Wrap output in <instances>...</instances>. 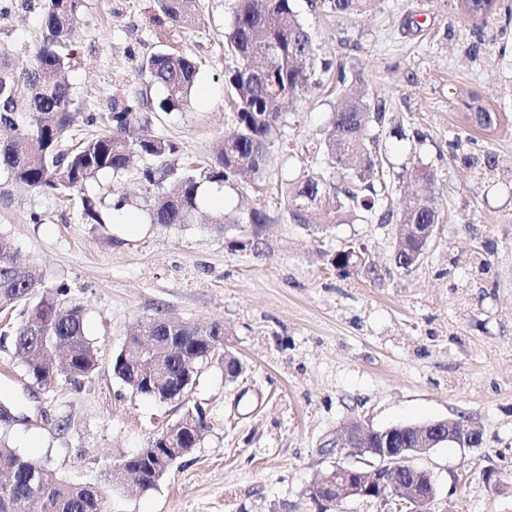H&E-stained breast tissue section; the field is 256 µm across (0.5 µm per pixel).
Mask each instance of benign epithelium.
<instances>
[{"label": "benign epithelium", "instance_id": "7a95c632", "mask_svg": "<svg viewBox=\"0 0 512 512\" xmlns=\"http://www.w3.org/2000/svg\"><path fill=\"white\" fill-rule=\"evenodd\" d=\"M372 428L353 418L341 430V436L324 444L321 451L340 460L335 479L312 484L308 498L328 491L321 498V512H338L351 498L371 496L388 508V512H430L435 491L420 493L418 481L427 470L416 460L448 442L461 448H478L480 431L453 419H443L415 428V445L411 448H361L360 442Z\"/></svg>", "mask_w": 512, "mask_h": 512}]
</instances>
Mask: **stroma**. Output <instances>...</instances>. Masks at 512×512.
<instances>
[{
	"label": "stroma",
	"instance_id": "35a3bbf8",
	"mask_svg": "<svg viewBox=\"0 0 512 512\" xmlns=\"http://www.w3.org/2000/svg\"><path fill=\"white\" fill-rule=\"evenodd\" d=\"M16 2L0 0V50L25 67L40 13ZM231 4L192 0L200 23L182 30L170 27L157 0H86L78 62L65 73L84 117L68 145L108 130L113 102L140 90L148 104L139 124L175 146L169 164L182 172L187 162L210 160L232 127L224 81ZM295 6L316 62L344 64L385 104L379 133L392 207L402 209L414 191L416 168L436 176L443 222L420 264L395 268L394 225L358 220L316 239L283 218L287 183L331 171L319 147L336 103L329 87L284 105L263 181L223 185L224 213L238 215L246 193L274 217L260 253L229 249L206 205L189 224L150 223L142 159L123 176L102 173L87 185L100 198L130 197L140 228L125 233L111 210L91 224L79 200L10 187L1 174L0 233L46 286L64 287L66 304L83 308L99 365L79 383L44 391L1 338L0 395L16 399L18 419L0 426V436L63 479L99 487L108 512H316L305 491L336 467L319 445L350 419L376 429L458 419L483 442L418 459L437 487L432 512H512V20L501 15L476 27L459 0H377L363 16L325 14L310 0ZM158 51L198 64L181 109L161 111L163 89L137 75L139 61ZM472 95L497 113L496 127L466 121L462 102ZM467 154L491 155L495 164L468 166ZM348 246L364 248L375 277L332 265ZM158 314L223 323L241 376L226 382L215 357L183 400L133 392L113 359L137 321ZM194 407L206 416L202 437L154 489L114 480L121 458Z\"/></svg>",
	"mask_w": 512,
	"mask_h": 512
}]
</instances>
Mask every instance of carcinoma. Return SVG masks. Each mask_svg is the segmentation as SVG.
<instances>
[{
	"instance_id": "1",
	"label": "carcinoma",
	"mask_w": 512,
	"mask_h": 512,
	"mask_svg": "<svg viewBox=\"0 0 512 512\" xmlns=\"http://www.w3.org/2000/svg\"><path fill=\"white\" fill-rule=\"evenodd\" d=\"M187 0H158V6L173 27L190 28L198 18L186 8ZM375 0H321L329 13L363 14ZM467 14L481 25L493 14V0H464ZM84 0H44L41 9L40 45L35 63L28 69L15 67L10 54L0 51V172L7 180L36 192L62 195L82 192L84 219L100 223L101 201L86 194L87 183L101 173L121 176L134 157L161 163L173 153L170 143L156 136L132 139L128 131L138 121L128 103L112 104L110 129L76 146H65L68 129L80 116L71 86L63 72L76 62L77 23ZM225 51L232 61L226 84L235 102L234 125L214 149L210 165L189 170L170 188L146 201L152 224H187L198 209L199 189L204 183L222 184L240 173L263 179L269 154L283 123L280 103L321 85V70L303 66L312 55V41L294 0H236ZM140 74L149 84L162 87L165 97L158 107L164 112L183 106L190 99L197 75L196 61L186 54L154 53L140 61ZM337 82L342 86L334 111L325 127L321 145L333 165L343 171L334 179L322 173H307L288 185L283 213L288 223L314 234H326L335 224L359 217L376 224H393L405 243H397L396 267H416L426 245L414 234L423 224H436L440 212L432 194L417 197L403 212L386 204L390 185L380 178L387 163L372 123L384 119L379 99L368 101L347 85L344 67ZM467 119L490 130L498 124L495 112L480 103L465 104ZM245 219L217 216L214 223L224 231L229 247L246 249L245 240L261 238L274 218L260 207L244 208ZM336 268L349 274L375 273L372 264L358 258L348 247L332 258ZM63 289L44 286L42 276L30 266L18 264L10 238L0 234V309L21 308V320L7 325L3 337L11 338L14 352L24 361L25 372L41 388L60 381L77 382L98 365V349L86 336L83 311L59 300ZM208 336L210 341L201 340ZM224 344L221 323L172 322L161 315L137 323L132 345L118 354L114 372L133 391L159 401L183 397L184 386L195 381L198 369L209 357V344ZM188 422L198 424L194 430ZM205 429L200 409L187 410L180 423L167 428L175 433L180 448L197 445ZM119 468L141 473L140 489L153 488L164 475L158 459L130 455ZM0 474L10 478L9 494H0V512H106L102 492L90 485L59 477L48 466L0 442Z\"/></svg>"
}]
</instances>
